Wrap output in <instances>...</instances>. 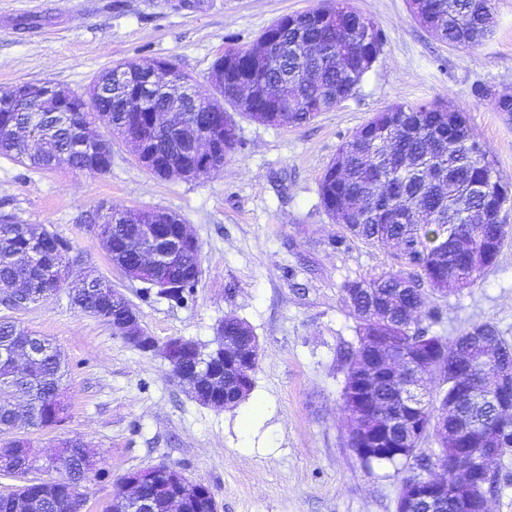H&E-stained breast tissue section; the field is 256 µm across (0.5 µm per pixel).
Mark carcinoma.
<instances>
[{
  "instance_id": "cac0c4a2",
  "label": "carcinoma",
  "mask_w": 512,
  "mask_h": 512,
  "mask_svg": "<svg viewBox=\"0 0 512 512\" xmlns=\"http://www.w3.org/2000/svg\"><path fill=\"white\" fill-rule=\"evenodd\" d=\"M411 8L451 46L479 45L495 23L491 0H411ZM263 35L268 41L265 55L255 54L252 43L233 42L224 48L214 61L224 64V84L211 100L198 96L195 81L185 72L133 61L112 67L119 79L103 88L93 112H58L50 100L33 103L29 112H14L5 95L0 98V156L44 169L103 173L112 166L111 156L91 154L85 147L91 141L86 129L99 122L110 137L127 134L135 145L153 148L162 159L182 160L204 178L243 147L228 134L236 122L224 104L240 107L242 114L263 124L302 125L316 117L314 110L325 112L351 96L384 45L381 28L345 0H322L314 9L275 22ZM286 97L298 101L297 110L278 111ZM466 130L471 127L460 108L442 103L393 105L340 145L319 183L320 204L345 233L395 258L388 270L341 285L343 300L357 320V346L345 358L341 407L353 427L348 446L360 465L368 471L389 465L402 473L401 495L414 474L434 465V457L421 452L430 439L437 455L454 458L460 448L486 447L485 434L491 431L498 434L501 454L512 453V427L498 426L493 405L474 409L465 400L459 413L443 414L455 391L452 368L474 360V377L481 382L496 372L512 374V346L493 323H474L457 336L432 331L442 319L433 298L475 285L492 267L477 253L476 243L492 242L498 256L509 235L501 218L449 226L478 199L495 213L512 201V182L502 178L486 151L473 152ZM203 135L218 137L224 147L204 155L193 152ZM154 213L110 209L101 241L121 271L141 264V225ZM160 223L170 239H182L178 214L169 212ZM183 248V284L164 295L176 305L188 302L202 273L199 241L185 242ZM71 250L54 231L0 215V283L30 289L37 302L63 288L73 262ZM69 297L81 312L112 315V283L100 276L79 280ZM250 332L244 320L224 316L226 339L234 341ZM27 335L25 328L0 320V345ZM388 335L401 337L404 355L433 347V355L421 363L422 370L434 376L433 386H423L419 405L400 401L405 380L391 373L385 353L373 345L372 337ZM40 340L53 353L22 370L30 379L28 388L0 401V430L7 434L57 426L48 386L63 382L66 364L49 338ZM487 345L499 357L492 370L478 362ZM368 370L374 371L370 390H355ZM225 389L239 392L236 406L251 394L232 373ZM461 415L482 420L483 427L472 431L467 441L450 444L448 436L455 433ZM361 447L379 452L365 455ZM139 474L140 490L154 501L155 512H167L168 497L177 491L186 492L187 512H216L217 504L200 483L177 488L151 468ZM77 490L73 481L51 476L24 482L18 494L31 502V512H66L63 504Z\"/></svg>"
}]
</instances>
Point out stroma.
Returning <instances> with one entry per match:
<instances>
[{
    "label": "stroma",
    "mask_w": 512,
    "mask_h": 512,
    "mask_svg": "<svg viewBox=\"0 0 512 512\" xmlns=\"http://www.w3.org/2000/svg\"><path fill=\"white\" fill-rule=\"evenodd\" d=\"M319 3L0 0V94L45 81L82 92L118 63L164 58L209 98L208 72L226 42L250 43L275 20ZM349 4L385 34L378 61L353 94L296 127L236 115L243 147L207 178L156 177L119 137L111 168L96 176L0 157V215L68 240L71 280L90 268L109 279L157 344L182 336L212 347L228 314L248 322L259 341L250 401L213 409L177 384L161 356L75 308L67 289L25 309L0 305V319L51 338L64 357L69 418L31 438L43 454L74 437L95 450L105 476L83 483L86 512H104L128 472L161 464L205 483L219 512H396L400 474L361 468L341 411L342 355L357 344L341 285L379 274L393 259L354 238L335 246L342 229L320 204L319 179L375 113L435 102L464 111L496 169L512 180V119L494 104L495 95L512 93V0H492L494 31L474 47L437 40L408 0ZM111 206L167 210L190 226L202 248L192 301L176 306L144 296L139 282L113 266L92 221ZM437 304V332L455 336L487 320L512 344V239L474 286ZM257 399L266 410L242 433L240 420Z\"/></svg>",
    "instance_id": "35a3bbf8"
}]
</instances>
